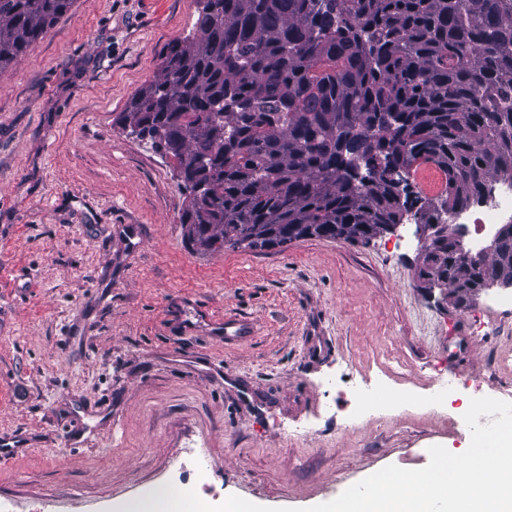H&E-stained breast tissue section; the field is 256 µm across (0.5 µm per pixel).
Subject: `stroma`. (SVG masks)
I'll list each match as a JSON object with an SVG mask.
<instances>
[{"label":"stroma","instance_id":"stroma-1","mask_svg":"<svg viewBox=\"0 0 512 512\" xmlns=\"http://www.w3.org/2000/svg\"><path fill=\"white\" fill-rule=\"evenodd\" d=\"M197 0H74L0 71V500L133 512L167 485L302 512L394 464L464 452L471 399L512 397V289L416 285V227L366 242L197 250L164 157L117 119ZM252 319L235 347L180 306ZM376 382L396 403L355 416ZM451 385L448 405L411 404Z\"/></svg>","mask_w":512,"mask_h":512}]
</instances>
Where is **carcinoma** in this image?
<instances>
[{
	"instance_id": "1",
	"label": "carcinoma",
	"mask_w": 512,
	"mask_h": 512,
	"mask_svg": "<svg viewBox=\"0 0 512 512\" xmlns=\"http://www.w3.org/2000/svg\"><path fill=\"white\" fill-rule=\"evenodd\" d=\"M121 113L176 159L205 251L283 246L298 228L365 241L410 211L389 168L447 177L446 210L512 183V0H210ZM73 0H0V71ZM469 300L505 257L428 246Z\"/></svg>"
}]
</instances>
